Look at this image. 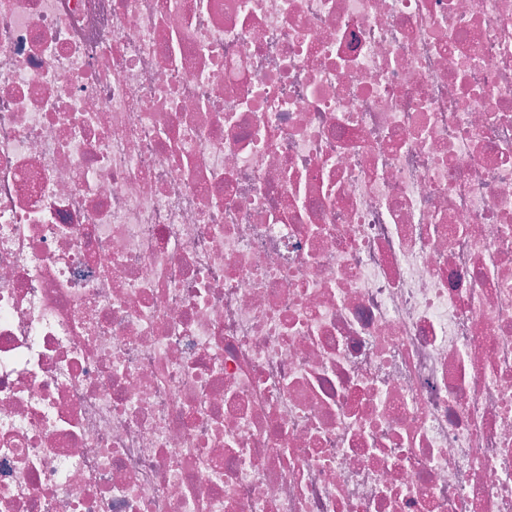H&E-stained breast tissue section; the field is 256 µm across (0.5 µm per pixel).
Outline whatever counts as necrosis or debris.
Masks as SVG:
<instances>
[{
    "label": "necrosis or debris",
    "mask_w": 512,
    "mask_h": 512,
    "mask_svg": "<svg viewBox=\"0 0 512 512\" xmlns=\"http://www.w3.org/2000/svg\"><path fill=\"white\" fill-rule=\"evenodd\" d=\"M0 512H512V0H0Z\"/></svg>",
    "instance_id": "necrosis-or-debris-1"
}]
</instances>
